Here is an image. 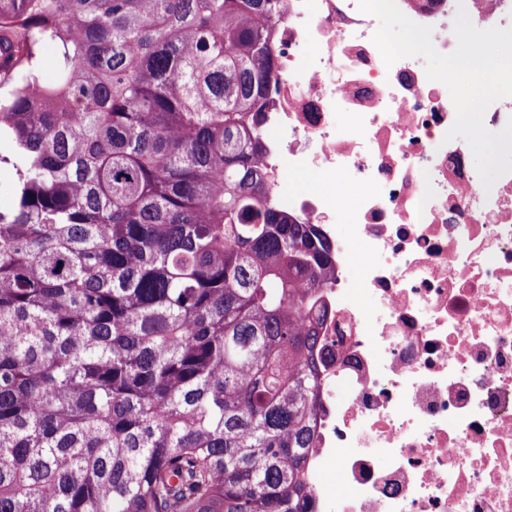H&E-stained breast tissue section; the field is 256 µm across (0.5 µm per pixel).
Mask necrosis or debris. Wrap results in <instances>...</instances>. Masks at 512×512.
I'll use <instances>...</instances> for the list:
<instances>
[{"instance_id": "necrosis-or-debris-1", "label": "necrosis or debris", "mask_w": 512, "mask_h": 512, "mask_svg": "<svg viewBox=\"0 0 512 512\" xmlns=\"http://www.w3.org/2000/svg\"><path fill=\"white\" fill-rule=\"evenodd\" d=\"M397 5L432 26L443 54L457 46L458 11L484 29L512 27V0ZM283 9L262 160L276 206L330 246L315 293V510L512 512V172L484 187L467 142L444 139L456 117L447 87L422 58L385 65L379 21L359 0ZM293 171L360 193L301 191Z\"/></svg>"}]
</instances>
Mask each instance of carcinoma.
<instances>
[{"mask_svg": "<svg viewBox=\"0 0 512 512\" xmlns=\"http://www.w3.org/2000/svg\"><path fill=\"white\" fill-rule=\"evenodd\" d=\"M282 18L0 0V512H314L329 258L258 163Z\"/></svg>", "mask_w": 512, "mask_h": 512, "instance_id": "1", "label": "carcinoma"}]
</instances>
